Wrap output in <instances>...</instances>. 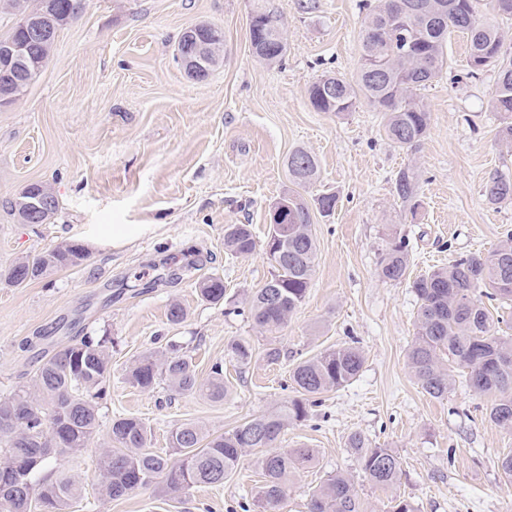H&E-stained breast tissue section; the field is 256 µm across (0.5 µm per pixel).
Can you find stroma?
<instances>
[{
  "mask_svg": "<svg viewBox=\"0 0 512 512\" xmlns=\"http://www.w3.org/2000/svg\"><path fill=\"white\" fill-rule=\"evenodd\" d=\"M298 2L86 0L24 94L0 108V397L27 384L58 346L112 339L100 428L62 463L83 484L74 512H243L261 480L249 455L223 484L180 500L152 488L102 496L96 464L113 419L140 418L152 432L150 450L168 454L175 425L220 434L271 411L293 395V362L352 338L365 357L360 375L281 436L280 447L311 448L316 459L292 480L279 512H307L310 493L340 470L355 474L368 512H388L395 496L418 512H512V483L497 466L512 450V433L489 420L491 396L473 394L457 369L447 397L421 389L406 360L419 303L406 284L377 276L394 235L406 239L410 272L419 275L490 253L512 233V202L483 195L494 173L512 174V147L502 143L491 107L497 74L471 75L467 40L452 36L440 77L420 93L429 132L418 147L399 148L367 101L338 116L308 99L323 73L354 75L363 0H319L311 13ZM258 4L286 32L287 53L274 66L251 52L248 19ZM199 23L224 32V61L202 83L174 59L179 35ZM298 149L314 156L320 173L303 189L305 200L327 190L339 199L330 216L313 217L318 256L305 300L282 330L264 334L235 309L265 283L267 259L260 251L228 254L224 227L248 224L264 239L274 203L291 186L288 156ZM407 166L419 179L414 211L393 188ZM32 182L59 197L50 223H18L7 208ZM68 242L88 251L82 265L22 288L4 280L17 258ZM209 276L224 282L221 303L198 291ZM175 302L185 310L178 323L167 319ZM233 339L255 348L249 364L231 358ZM169 343L183 346L199 379L223 365L224 400L126 382L139 356ZM271 344L286 353L281 364L263 359ZM353 431L399 457L394 488L358 476L347 446Z\"/></svg>",
  "mask_w": 512,
  "mask_h": 512,
  "instance_id": "obj_1",
  "label": "stroma"
}]
</instances>
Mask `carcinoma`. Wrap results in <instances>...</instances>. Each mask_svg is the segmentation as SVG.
I'll list each match as a JSON object with an SVG mask.
<instances>
[{"label": "carcinoma", "instance_id": "1", "mask_svg": "<svg viewBox=\"0 0 512 512\" xmlns=\"http://www.w3.org/2000/svg\"><path fill=\"white\" fill-rule=\"evenodd\" d=\"M76 0H40L50 8L52 32L35 41L21 66L0 65V87L18 79L35 78L49 59L59 32L68 23ZM476 0H402L404 14L393 19V0H375L361 32V54L354 79L324 74L308 88L319 112L338 116L365 99L383 113L386 138L400 148L420 144L430 128V112L418 92L439 76L447 64L445 47L452 35H467L471 75L497 69L493 109L502 117L500 138L512 142V57H505L502 36L493 25L476 19ZM253 56L268 64L281 62L287 42L280 19L262 6L250 15ZM293 188L283 195L287 211L281 222L269 225L262 243L271 267L270 278L253 293L249 313L261 333H275L304 301L317 257L312 233V208L300 190L319 179L315 158L305 150L288 156ZM397 197L418 207V176L411 168L399 171ZM493 203L512 200V176L496 173L484 186ZM257 241L248 224H227L224 250L236 257L251 255ZM85 247L59 245L34 256H22L5 278L20 286L58 269L79 266ZM406 240L392 238L380 262L385 282L405 283L420 301L415 339L407 352L408 367L421 389L433 398L448 395V363L467 369L466 386L479 395H492L489 419L512 430V337L498 335V324L484 300L512 302V234L488 255L470 253L446 267L410 279ZM201 296L214 304L224 300V281L211 277L199 282ZM108 336H89L58 347L45 356L30 382L0 398V512H70L83 486L65 471L44 474L50 461H62L88 447L100 426L97 400L106 395L111 370ZM231 356L249 363L253 346L245 340L227 344ZM365 358L355 343L325 349L302 359L290 371L297 396L279 409L254 416L222 434L214 435L196 423L172 430L173 455L147 449L149 431L137 417L112 420L109 446L98 460V490L121 499L138 489L154 487L165 494L186 495L201 485L224 483L241 458L252 453L262 475L252 491L258 512H277L287 496L288 480L315 461L312 448H279L276 442L292 422L306 420L325 394L350 384L362 371ZM126 382L140 390L165 383L178 394L200 393L222 400L224 369L215 364L207 381L199 380L192 361L170 345L141 356L126 373ZM365 480L380 488L395 486L401 477L399 458L388 448L371 443L363 434L347 436ZM308 512H366L354 477L339 471L310 494Z\"/></svg>", "mask_w": 512, "mask_h": 512}]
</instances>
